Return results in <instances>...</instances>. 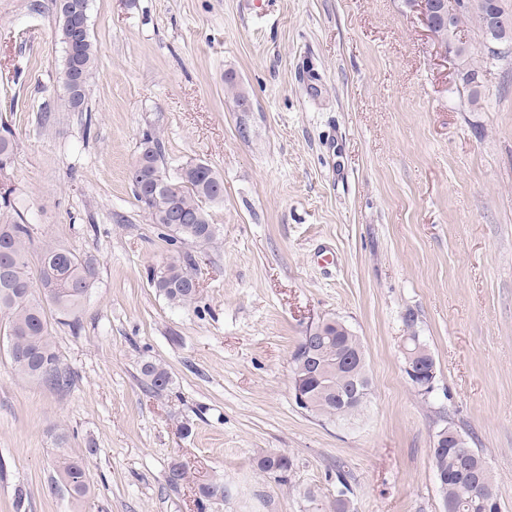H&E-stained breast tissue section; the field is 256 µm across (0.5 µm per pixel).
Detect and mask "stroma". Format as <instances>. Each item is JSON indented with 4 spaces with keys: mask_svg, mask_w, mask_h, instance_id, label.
Segmentation results:
<instances>
[{
    "mask_svg": "<svg viewBox=\"0 0 512 512\" xmlns=\"http://www.w3.org/2000/svg\"><path fill=\"white\" fill-rule=\"evenodd\" d=\"M88 17L97 61L74 112L51 0H0L16 143L0 216L33 225L31 268L47 240L98 267L80 330L45 307L71 388L17 377L0 343V512H336L341 479L350 512H444L431 453L447 425L512 512V65L482 64L471 100L404 0H88ZM147 131L168 175L201 161L224 179L188 307L150 281L181 245L128 179ZM410 313L436 363L426 396L405 372ZM329 318L360 337L370 379L335 423L291 388L298 342ZM62 447L87 497L57 482ZM267 453L292 459L287 480L259 471ZM212 476L229 495L202 511Z\"/></svg>",
    "mask_w": 512,
    "mask_h": 512,
    "instance_id": "1",
    "label": "stroma"
}]
</instances>
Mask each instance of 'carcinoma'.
Returning a JSON list of instances; mask_svg holds the SVG:
<instances>
[{"instance_id":"cac0c4a2","label":"carcinoma","mask_w":512,"mask_h":512,"mask_svg":"<svg viewBox=\"0 0 512 512\" xmlns=\"http://www.w3.org/2000/svg\"><path fill=\"white\" fill-rule=\"evenodd\" d=\"M469 5L451 19L440 20L439 35L449 42L456 41L459 26L470 14H476L483 43L498 46L501 51H485V61L512 60V26L498 24L492 28L488 20L495 14H504L501 0H468ZM70 21L59 18V35L65 49L64 68L87 88L96 61V50L91 37L72 41ZM467 49H462V81L470 87L471 100L478 98V67L470 63ZM15 142L0 135V174L11 169L15 158ZM140 151L148 161L141 171L129 172V180L136 200L148 213L153 223L162 226L174 241L202 248L216 238L217 226L212 224L209 208L224 201V181L208 164L199 163L181 168L174 179L167 178L163 189H154V176L166 174L165 155L160 139L143 134ZM32 225L24 222H0V321L4 322L3 336L13 370L22 378L40 381L54 389L63 390L71 381L70 372L62 366L54 345L50 324L41 299L49 300L68 325L80 328L78 313L97 281L95 264L74 250L55 243L41 246L37 276L29 271L28 256L33 245ZM197 275L196 256L190 251H179L153 270V287L170 304L189 306L195 303L198 292L194 288ZM410 329V349H422V360L432 358L426 344L420 342L414 327L413 315L406 317ZM313 350L323 363L324 371L308 375L300 366L294 373L304 376L301 387L313 403L311 414L327 421H343L354 416L358 409L349 401L354 388L368 390L370 381L365 367L353 370L345 360L357 362L364 354L358 336L346 326L336 328V320H324ZM142 374L152 388L164 390L171 384L168 371L161 365L147 361ZM451 438L448 447L436 448L431 456L433 471L440 479L443 501L452 506V512H489L483 490L493 488L486 461L478 449L469 443L456 445L457 428H448ZM56 477L76 497L90 491L87 468L82 460L59 450L54 460ZM259 470L285 479L292 471L293 462L286 456L264 455L258 459ZM201 502L217 504L228 496L224 479L214 477L198 485Z\"/></svg>"}]
</instances>
